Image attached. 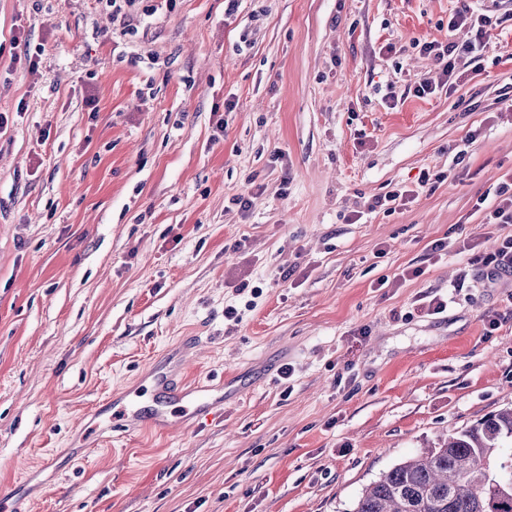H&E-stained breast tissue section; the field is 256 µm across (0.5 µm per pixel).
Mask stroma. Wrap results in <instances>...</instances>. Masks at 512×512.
I'll list each match as a JSON object with an SVG mask.
<instances>
[{"label": "stroma", "mask_w": 512, "mask_h": 512, "mask_svg": "<svg viewBox=\"0 0 512 512\" xmlns=\"http://www.w3.org/2000/svg\"><path fill=\"white\" fill-rule=\"evenodd\" d=\"M493 2L481 73L419 98L438 70L412 40H465L459 0H134L126 28L110 0H0V493L351 512L512 407V278L468 261L512 235L475 209L512 171V0ZM17 30L37 72L10 63ZM182 350L187 381L240 393L163 429L153 374ZM114 393L143 427L98 415Z\"/></svg>", "instance_id": "obj_1"}]
</instances>
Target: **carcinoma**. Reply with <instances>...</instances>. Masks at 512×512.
I'll list each match as a JSON object with an SVG mask.
<instances>
[{"instance_id":"carcinoma-1","label":"carcinoma","mask_w":512,"mask_h":512,"mask_svg":"<svg viewBox=\"0 0 512 512\" xmlns=\"http://www.w3.org/2000/svg\"><path fill=\"white\" fill-rule=\"evenodd\" d=\"M353 512H512V408L396 464Z\"/></svg>"}]
</instances>
